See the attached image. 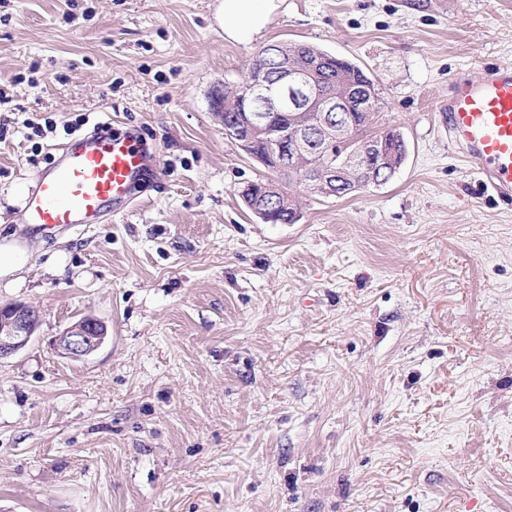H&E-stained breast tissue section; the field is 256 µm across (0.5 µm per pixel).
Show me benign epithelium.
Returning <instances> with one entry per match:
<instances>
[{
  "label": "benign epithelium",
  "mask_w": 512,
  "mask_h": 512,
  "mask_svg": "<svg viewBox=\"0 0 512 512\" xmlns=\"http://www.w3.org/2000/svg\"><path fill=\"white\" fill-rule=\"evenodd\" d=\"M317 68L316 62L296 64L290 54L283 58L274 77L256 70L247 87L233 91L226 99L228 105L242 112L237 124L224 126V134L237 139L240 130H247L249 137L240 143L244 151L256 140L265 141L273 168L303 173L304 188L322 197L343 196L359 186L387 183L400 163L384 156L379 140L356 131L343 90L323 88ZM285 112L295 117L286 127L279 124ZM335 154L340 155L336 162L330 160ZM295 203L296 197L274 179L264 186L252 210L260 216L272 215ZM38 324V312L27 304L1 306L0 360L26 348ZM106 336L101 322L85 316L68 326L56 345L61 354L82 359L95 352Z\"/></svg>",
  "instance_id": "obj_1"
}]
</instances>
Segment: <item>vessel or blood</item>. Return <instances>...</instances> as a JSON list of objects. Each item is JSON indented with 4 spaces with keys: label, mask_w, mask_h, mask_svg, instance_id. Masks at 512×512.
Returning a JSON list of instances; mask_svg holds the SVG:
<instances>
[{
    "label": "vessel or blood",
    "mask_w": 512,
    "mask_h": 512,
    "mask_svg": "<svg viewBox=\"0 0 512 512\" xmlns=\"http://www.w3.org/2000/svg\"><path fill=\"white\" fill-rule=\"evenodd\" d=\"M449 140L487 187L512 192V69L494 68L477 82L457 79L444 115ZM154 156L137 136L97 130L57 149L21 199L26 223L42 230L102 223L123 214L135 187L153 173Z\"/></svg>",
    "instance_id": "vessel-or-blood-1"
}]
</instances>
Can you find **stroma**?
Listing matches in <instances>:
<instances>
[{
  "instance_id": "obj_1",
  "label": "stroma",
  "mask_w": 512,
  "mask_h": 512,
  "mask_svg": "<svg viewBox=\"0 0 512 512\" xmlns=\"http://www.w3.org/2000/svg\"><path fill=\"white\" fill-rule=\"evenodd\" d=\"M221 3L0 0V235L29 255L0 305L40 315L0 361V512H512V195L438 121L458 76L512 67V0H281L249 43ZM282 41L360 66L408 153L266 224L211 92ZM80 113L160 177L112 222L32 229L27 180ZM84 316L108 338L65 358ZM106 336V327L101 322L85 316L68 326L56 339V345L62 355L82 359L95 352Z\"/></svg>"
}]
</instances>
